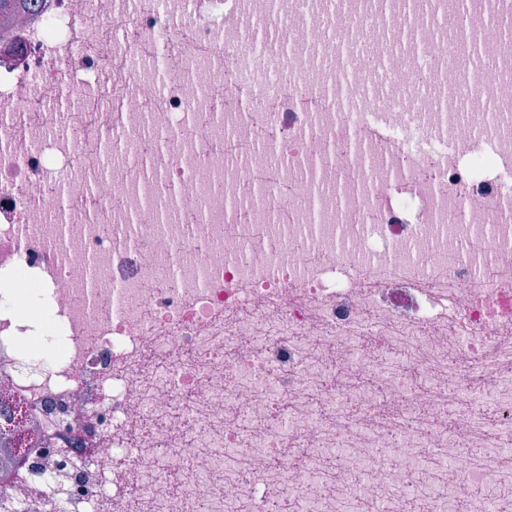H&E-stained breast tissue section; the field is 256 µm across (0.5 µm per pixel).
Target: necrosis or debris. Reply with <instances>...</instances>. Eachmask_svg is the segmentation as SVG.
<instances>
[{"label": "necrosis or debris", "mask_w": 512, "mask_h": 512, "mask_svg": "<svg viewBox=\"0 0 512 512\" xmlns=\"http://www.w3.org/2000/svg\"><path fill=\"white\" fill-rule=\"evenodd\" d=\"M465 10L13 0L0 512H403L414 472L454 512L512 477V42L488 81L456 52L512 0Z\"/></svg>", "instance_id": "1"}]
</instances>
